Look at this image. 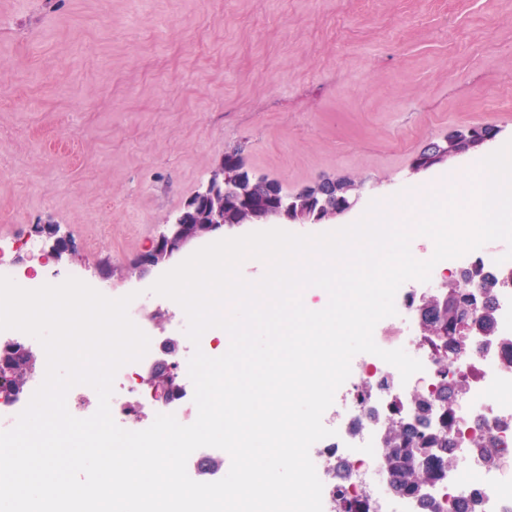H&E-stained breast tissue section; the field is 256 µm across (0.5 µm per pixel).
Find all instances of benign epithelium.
Masks as SVG:
<instances>
[{
    "label": "benign epithelium",
    "instance_id": "obj_1",
    "mask_svg": "<svg viewBox=\"0 0 512 512\" xmlns=\"http://www.w3.org/2000/svg\"><path fill=\"white\" fill-rule=\"evenodd\" d=\"M500 129L492 124L484 126L481 136L472 138L470 130H456L441 139L432 141L424 147V153L448 161L467 156L492 145ZM234 182L239 188V199L244 208H249V201L254 187L245 185L240 178H230L223 169L214 171L205 187L199 192L196 204L205 207L198 214L197 223L185 220V213L178 212L168 217L162 224L157 238L128 266L112 263L102 265L99 274L106 279L118 277L137 282L152 275L164 274L175 261L201 241L213 240L226 232L243 228L224 217V185ZM362 194V183H350L347 175L324 178L307 184L289 195L290 202L273 215V220L289 224H319L321 221H334L347 213V210L332 208L328 200L345 198L349 207H354ZM37 231L52 241V258L60 263L71 251L66 236L62 235L53 224H43ZM178 345L171 343L165 351L166 357L153 363L145 374V380L155 400L161 404L168 402L176 377L172 373V359L177 356ZM16 361L26 372H31L40 362L39 352L27 347L18 351Z\"/></svg>",
    "mask_w": 512,
    "mask_h": 512
}]
</instances>
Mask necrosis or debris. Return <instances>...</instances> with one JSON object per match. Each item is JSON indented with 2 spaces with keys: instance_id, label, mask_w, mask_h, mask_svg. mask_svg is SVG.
I'll list each match as a JSON object with an SVG mask.
<instances>
[{
  "instance_id": "necrosis-or-debris-1",
  "label": "necrosis or debris",
  "mask_w": 512,
  "mask_h": 512,
  "mask_svg": "<svg viewBox=\"0 0 512 512\" xmlns=\"http://www.w3.org/2000/svg\"><path fill=\"white\" fill-rule=\"evenodd\" d=\"M44 249L38 237L0 240V275L26 289L41 287V274L25 256ZM502 254L493 241L460 258L437 263L429 281L409 280L399 287L394 299L396 313L377 323L373 339L385 350L414 340L415 357L423 369L405 381L394 366L376 355L353 357L349 378L322 417L324 426L334 434L310 448L323 484V512H340L343 498L351 512H424L427 499L439 502L442 512H512V260H503ZM456 276L464 278L467 292L474 294L476 301L467 324L466 348L449 355L443 367L433 345L421 333V308L431 292L441 290ZM485 278L496 283L489 297L477 287ZM143 305V298H135L128 314L148 335L149 350L143 360L118 370L110 401L115 423L129 431L144 409L157 405L142 382V371L162 355L168 341L167 335L156 332L142 317ZM444 377L459 387L446 411L435 396ZM420 392L430 404L425 417L418 412L416 395ZM392 419L447 436L449 453L467 456V466L443 470L430 483L427 498L394 494L375 478L385 460L383 431ZM488 448L494 461L484 457Z\"/></svg>"
}]
</instances>
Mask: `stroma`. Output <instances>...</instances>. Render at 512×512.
I'll list each match as a JSON object with an SVG mask.
<instances>
[{
    "mask_svg": "<svg viewBox=\"0 0 512 512\" xmlns=\"http://www.w3.org/2000/svg\"><path fill=\"white\" fill-rule=\"evenodd\" d=\"M512 141V0H0V238L55 224L59 264L127 265L238 148L287 189L364 180L371 201L429 141ZM37 231L52 241L51 255L57 262H62L71 251L66 236L62 235L54 224H43L37 227Z\"/></svg>",
    "mask_w": 512,
    "mask_h": 512,
    "instance_id": "35a3bbf8",
    "label": "stroma"
}]
</instances>
